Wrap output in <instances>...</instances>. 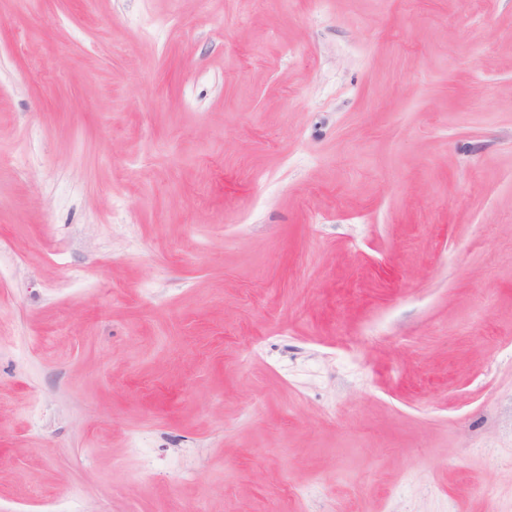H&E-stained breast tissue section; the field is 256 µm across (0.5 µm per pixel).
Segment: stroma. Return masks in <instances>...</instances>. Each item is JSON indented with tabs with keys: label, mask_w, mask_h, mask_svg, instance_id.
Wrapping results in <instances>:
<instances>
[{
	"label": "stroma",
	"mask_w": 512,
	"mask_h": 512,
	"mask_svg": "<svg viewBox=\"0 0 512 512\" xmlns=\"http://www.w3.org/2000/svg\"><path fill=\"white\" fill-rule=\"evenodd\" d=\"M0 512H512V0H0Z\"/></svg>",
	"instance_id": "stroma-1"
}]
</instances>
